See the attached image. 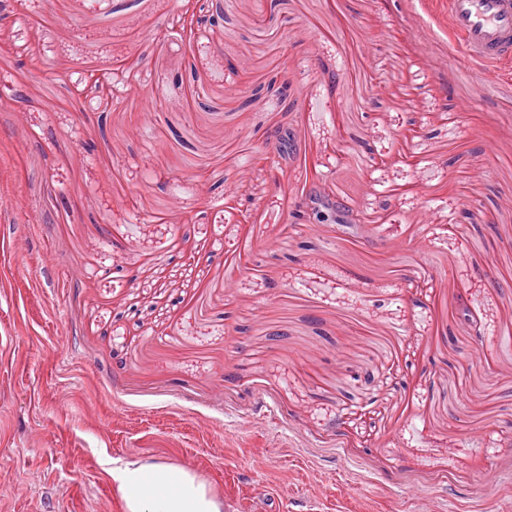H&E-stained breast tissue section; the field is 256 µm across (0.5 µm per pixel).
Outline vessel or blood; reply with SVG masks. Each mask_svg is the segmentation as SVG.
<instances>
[{"label": "vessel or blood", "mask_w": 512, "mask_h": 512, "mask_svg": "<svg viewBox=\"0 0 512 512\" xmlns=\"http://www.w3.org/2000/svg\"><path fill=\"white\" fill-rule=\"evenodd\" d=\"M448 19L462 38L450 62L493 65L512 56V0H448Z\"/></svg>", "instance_id": "vessel-or-blood-1"}]
</instances>
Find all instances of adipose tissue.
<instances>
[{
    "mask_svg": "<svg viewBox=\"0 0 512 512\" xmlns=\"http://www.w3.org/2000/svg\"><path fill=\"white\" fill-rule=\"evenodd\" d=\"M125 512H224L223 499L194 470L134 458L113 468Z\"/></svg>",
    "mask_w": 512,
    "mask_h": 512,
    "instance_id": "ef3b65f1",
    "label": "adipose tissue"
}]
</instances>
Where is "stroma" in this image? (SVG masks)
I'll return each mask as SVG.
<instances>
[{
    "instance_id": "1",
    "label": "stroma",
    "mask_w": 512,
    "mask_h": 512,
    "mask_svg": "<svg viewBox=\"0 0 512 512\" xmlns=\"http://www.w3.org/2000/svg\"><path fill=\"white\" fill-rule=\"evenodd\" d=\"M0 1V512H512V66L445 0ZM300 219L307 224H336L344 228V224H356L354 214L349 209H334L325 211L319 207L307 204L305 198L300 203ZM125 512H224L222 499L194 470L133 458L112 469Z\"/></svg>"
}]
</instances>
